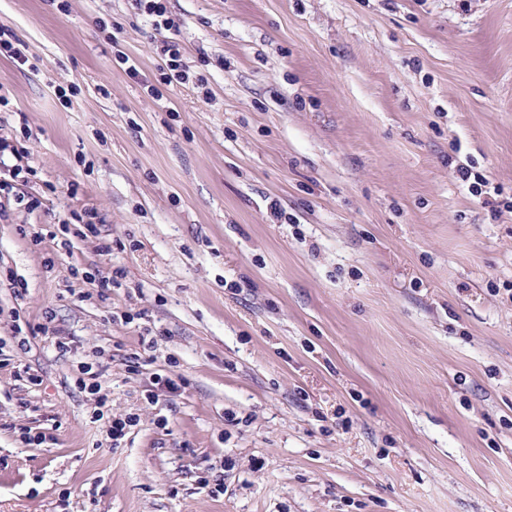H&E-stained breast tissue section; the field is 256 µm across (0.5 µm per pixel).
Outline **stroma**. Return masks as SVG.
<instances>
[{"label": "stroma", "mask_w": 512, "mask_h": 512, "mask_svg": "<svg viewBox=\"0 0 512 512\" xmlns=\"http://www.w3.org/2000/svg\"><path fill=\"white\" fill-rule=\"evenodd\" d=\"M166 6L0 0V512H512V0ZM163 62L159 67L162 81L166 85H186L190 80L193 61L186 55L185 49L174 38L164 41Z\"/></svg>", "instance_id": "stroma-1"}]
</instances>
